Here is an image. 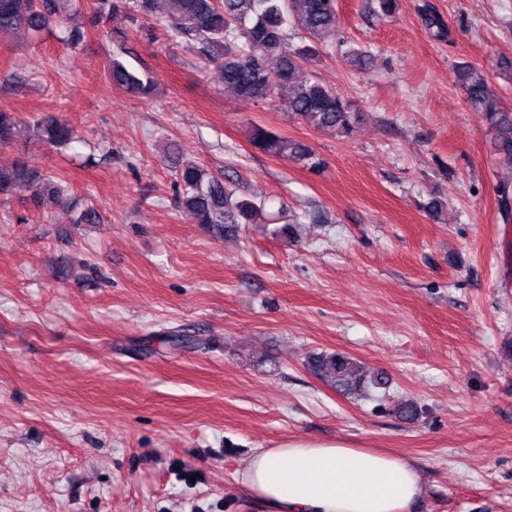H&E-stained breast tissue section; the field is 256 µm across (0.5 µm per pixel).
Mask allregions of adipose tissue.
Listing matches in <instances>:
<instances>
[{"mask_svg": "<svg viewBox=\"0 0 512 512\" xmlns=\"http://www.w3.org/2000/svg\"><path fill=\"white\" fill-rule=\"evenodd\" d=\"M240 483L264 512H412L421 492L415 465L344 440L256 449Z\"/></svg>", "mask_w": 512, "mask_h": 512, "instance_id": "ef3b65f1", "label": "adipose tissue"}]
</instances>
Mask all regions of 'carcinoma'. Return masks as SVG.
Returning a JSON list of instances; mask_svg holds the SVG:
<instances>
[{
	"instance_id": "cac0c4a2",
	"label": "carcinoma",
	"mask_w": 512,
	"mask_h": 512,
	"mask_svg": "<svg viewBox=\"0 0 512 512\" xmlns=\"http://www.w3.org/2000/svg\"><path fill=\"white\" fill-rule=\"evenodd\" d=\"M84 13L79 0H0V37L25 30L39 34L55 25L56 39L75 48L84 27L105 13H124L133 21L159 19L171 39L213 65L224 88L242 102L279 100L288 112L317 130L347 136L360 120L350 100L333 87L311 76L297 79L304 64L314 60L318 44L330 39L336 28V0H90ZM425 23L441 40L447 24L429 4L422 8ZM306 35L310 44L291 43L289 28ZM467 99L484 112L499 137L505 157L512 159V116L505 112L500 97L487 79L472 68L461 75ZM105 82L130 96L150 99L155 84L145 72L128 67L113 56L105 71ZM44 144L63 145L75 139V128L63 119L45 115L24 121L0 110V146L11 144L21 131ZM252 143L278 158L293 161L311 172L323 160L304 143L277 135L261 126L250 131ZM175 181L182 187L180 206L193 214L196 223L232 233L240 224H253L262 207L240 199L223 181L195 164L176 163ZM26 190L37 202L46 199L56 206L68 205L66 189L57 177L17 159L0 163V196ZM314 372L323 381L350 394H365L383 384L359 361L343 352L320 353L313 361Z\"/></svg>"
}]
</instances>
